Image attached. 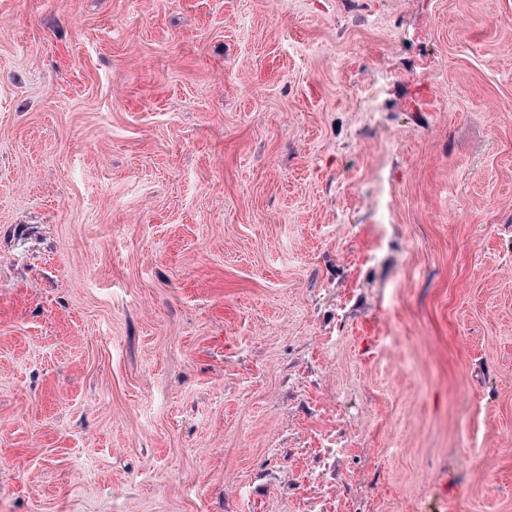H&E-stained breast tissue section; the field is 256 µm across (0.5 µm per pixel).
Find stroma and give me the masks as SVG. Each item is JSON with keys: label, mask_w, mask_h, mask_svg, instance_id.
I'll use <instances>...</instances> for the list:
<instances>
[{"label": "stroma", "mask_w": 512, "mask_h": 512, "mask_svg": "<svg viewBox=\"0 0 512 512\" xmlns=\"http://www.w3.org/2000/svg\"><path fill=\"white\" fill-rule=\"evenodd\" d=\"M0 512H512V0H0Z\"/></svg>", "instance_id": "35a3bbf8"}]
</instances>
